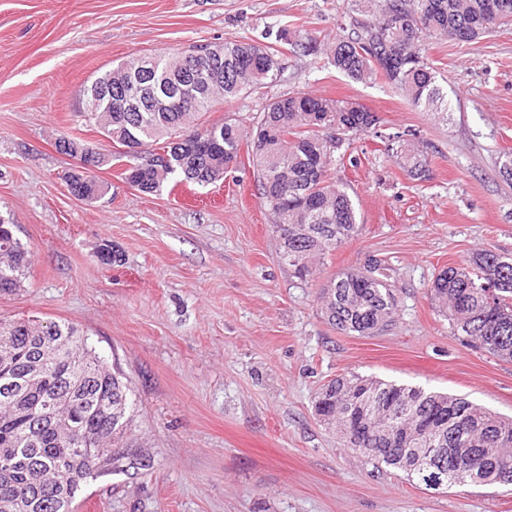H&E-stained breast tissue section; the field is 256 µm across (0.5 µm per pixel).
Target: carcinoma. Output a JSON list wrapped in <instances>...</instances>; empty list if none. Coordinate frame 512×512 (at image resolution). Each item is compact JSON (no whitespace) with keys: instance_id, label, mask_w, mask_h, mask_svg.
Here are the masks:
<instances>
[{"instance_id":"obj_1","label":"carcinoma","mask_w":512,"mask_h":512,"mask_svg":"<svg viewBox=\"0 0 512 512\" xmlns=\"http://www.w3.org/2000/svg\"><path fill=\"white\" fill-rule=\"evenodd\" d=\"M369 19H353L351 32L326 52L327 64L356 81L384 79L403 91L422 112L446 121L452 106L425 61L423 40L435 35L472 42L512 20V0H367ZM214 66L224 78L209 85L184 79L190 61L184 52L157 56L142 80L159 98L139 112H126L98 87L117 90L136 81L141 61L125 62L98 75L84 88L85 113L101 133L120 147L147 145L161 163L142 166L116 152L122 179L146 194L158 192L175 176L200 186L224 179L247 146L257 171L261 203L272 218L279 259L303 279L309 264L361 231L360 215L347 187L336 180L357 135L372 132L388 142L405 176L424 181L429 168L414 143L418 132L385 134L380 118L356 103L292 93L271 101L250 126L227 117L203 130L196 120L212 103L267 87L282 69V52L256 42L229 41L214 46ZM55 149L83 154L97 165L98 148L61 137ZM71 192L88 202L103 193L91 174L71 173ZM31 267L28 249L0 215V293L25 287ZM385 260L371 258L359 269L340 272L320 289L328 320L339 331L369 335L394 321L397 302ZM430 298L457 335L486 353L512 359V254L478 250L469 263L442 270ZM367 390L371 404L364 438L372 463L402 471L408 481L430 486L459 464L474 461L473 484L512 485V417L493 414L469 400L420 388L397 386L355 374L324 385L315 412L335 428L347 447L356 391ZM138 412L131 383L88 344L72 325L19 319L0 322V512H75L79 495L92 482L126 467L150 466L128 460L137 447ZM448 417L438 447L443 453L424 468L418 420L437 413Z\"/></svg>"}]
</instances>
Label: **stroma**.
Masks as SVG:
<instances>
[{"mask_svg": "<svg viewBox=\"0 0 512 512\" xmlns=\"http://www.w3.org/2000/svg\"><path fill=\"white\" fill-rule=\"evenodd\" d=\"M355 0H0V214L32 254L23 291L0 295V321L71 323L130 381L149 469L91 484L78 512H512V486L434 491L375 467L314 413L323 384L358 374L451 393L512 416V361L465 346L429 296L472 252L512 254V22L470 43L425 39L452 103L449 123L394 86L355 81L323 57L285 51L277 80L203 114L259 115L303 92L376 112L383 132L420 131L431 177L401 174L381 139L357 137L336 176L364 222L358 238L298 279L280 262L257 173L144 194L101 175L95 203L72 195L60 137L108 148L79 112L83 89L121 60L230 40L274 44L285 25L331 42ZM123 256L107 266L100 245ZM387 259L395 322L343 334L318 302L323 284Z\"/></svg>", "mask_w": 512, "mask_h": 512, "instance_id": "obj_1", "label": "stroma"}]
</instances>
